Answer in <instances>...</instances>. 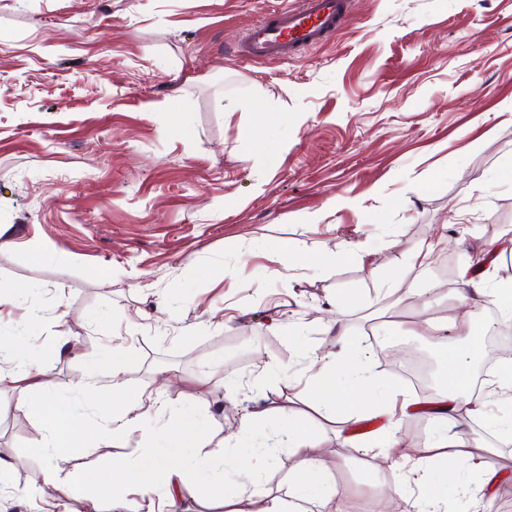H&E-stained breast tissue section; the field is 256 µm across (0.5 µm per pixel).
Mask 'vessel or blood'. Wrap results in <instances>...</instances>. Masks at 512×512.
Masks as SVG:
<instances>
[{"mask_svg": "<svg viewBox=\"0 0 512 512\" xmlns=\"http://www.w3.org/2000/svg\"><path fill=\"white\" fill-rule=\"evenodd\" d=\"M350 14V0H298L253 24L237 45L249 62L280 61L324 44Z\"/></svg>", "mask_w": 512, "mask_h": 512, "instance_id": "1", "label": "vessel or blood"}]
</instances>
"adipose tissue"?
Returning a JSON list of instances; mask_svg holds the SVG:
<instances>
[{
  "label": "adipose tissue",
  "instance_id": "1",
  "mask_svg": "<svg viewBox=\"0 0 512 512\" xmlns=\"http://www.w3.org/2000/svg\"><path fill=\"white\" fill-rule=\"evenodd\" d=\"M493 298L500 306L504 317H512V289L500 283L486 288L484 281L472 282L470 289L459 294L462 311L452 323L425 320L421 326L435 333L453 328L455 337L442 342L441 348L448 360V375L442 390L425 396V403L431 404L436 425L447 423L449 417L466 413L473 418L480 414L479 403L473 402L468 390L474 362L486 355L482 334L475 322L472 308L479 300ZM40 345L31 336H0V366H10V374L0 373V382L9 381L36 389L43 396V412L48 419L47 436L42 448L48 457L46 477L58 483L61 491H68L69 484L61 474L66 465L80 455L95 454V468L80 478L84 500L98 504L102 490L99 477H108L113 491L119 492L129 484H138L143 494H150L155 474H162L166 497L169 503H177L182 493L194 497L215 500L224 504L226 512H286L284 504L275 498L265 497L263 503H256L253 494L225 488L220 477L200 478L195 464L185 462L181 455L172 454L154 464L151 470L142 465L120 460L102 452L98 446L87 445L84 437L96 434L97 438H111L125 429L139 426L145 417V410L124 407L120 410H103L98 415L99 430H92L88 422L78 421L61 409L53 397V387L41 364H38ZM317 371L314 375L316 392L314 400L329 417L347 413L363 416L371 413L368 400L354 396V389H366L373 382L365 364L353 357L327 354L316 357ZM288 430L292 435L291 454L296 459L297 496L313 493L318 485L319 461L308 453L312 442L296 417H289ZM472 441L469 433L462 432L455 437L438 436L421 451L414 467L421 473L426 488L412 504L414 512H442L448 505H459V512H471L480 507L481 512H493L504 477L501 473L487 468L474 459L469 447Z\"/></svg>",
  "mask_w": 512,
  "mask_h": 512
}]
</instances>
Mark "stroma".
Masks as SVG:
<instances>
[{
    "instance_id": "obj_1",
    "label": "stroma",
    "mask_w": 512,
    "mask_h": 512,
    "mask_svg": "<svg viewBox=\"0 0 512 512\" xmlns=\"http://www.w3.org/2000/svg\"><path fill=\"white\" fill-rule=\"evenodd\" d=\"M295 2L0 0V336L28 325L77 418L153 398L152 437L126 432L116 457L197 460L192 438L168 436L193 414L224 448L226 486L286 501L291 410L346 512H373L380 484L395 489L386 512H406L413 481L398 468L368 479L351 439L386 427L389 390L414 392L381 351L429 347L389 327L386 307L455 318L458 283L491 242L512 277V0H352L320 47L284 62L229 54ZM421 246L452 268L417 293L396 275ZM337 319L374 375L366 420L311 402L308 362L341 353ZM105 349L124 359L119 378L76 394ZM479 396L471 451L505 474L496 509L512 512V441L491 424L502 403L486 385ZM40 400L0 383V512H86L45 479ZM254 412L265 422L240 433ZM263 448L273 463L252 475Z\"/></svg>"
}]
</instances>
